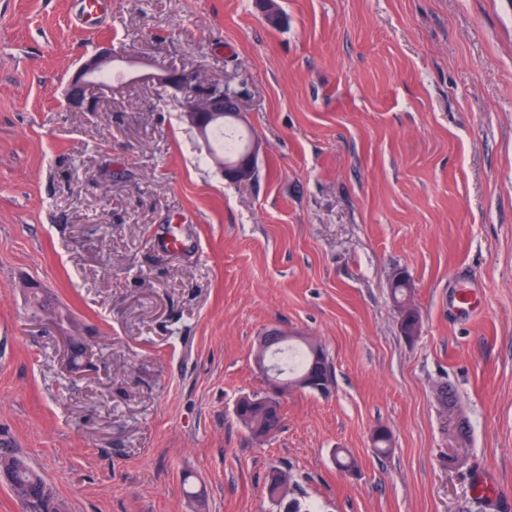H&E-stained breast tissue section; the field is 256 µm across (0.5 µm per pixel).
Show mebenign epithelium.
<instances>
[{
  "instance_id": "benign-epithelium-1",
  "label": "benign epithelium",
  "mask_w": 512,
  "mask_h": 512,
  "mask_svg": "<svg viewBox=\"0 0 512 512\" xmlns=\"http://www.w3.org/2000/svg\"><path fill=\"white\" fill-rule=\"evenodd\" d=\"M117 57L116 50L104 48L87 59L70 80L65 101L67 105L75 109L90 110L92 100L89 90L96 89L104 93L110 86L100 83L99 78L109 70L112 61ZM152 79L159 85H167L182 90H187L190 95L185 103L184 116L188 123L194 127L201 137H206L209 128L216 122L230 117L235 121H244V114L238 104L235 95L230 92L224 84L210 82L206 85L201 83L197 72L193 69L162 70V73L155 74ZM261 149L258 139H253L247 150L244 151L233 162L219 160L222 166L224 177L235 182L248 180ZM288 341V335L283 331L272 328L259 337L255 350V364L258 370L268 377L269 386L265 398L275 401L282 397L288 390L283 383L270 376V365L268 354ZM313 360L309 370L301 376L295 384L297 389H313L321 394L331 391L332 384L324 377L323 367L325 362L320 355L322 347L314 344Z\"/></svg>"
}]
</instances>
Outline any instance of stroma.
I'll use <instances>...</instances> for the list:
<instances>
[{"mask_svg":"<svg viewBox=\"0 0 512 512\" xmlns=\"http://www.w3.org/2000/svg\"><path fill=\"white\" fill-rule=\"evenodd\" d=\"M77 2L0 0V448L68 512H276L273 467L314 512H492L480 470L512 500V0H279L277 29L256 0H110L92 34ZM105 43L122 79L69 108ZM166 67L237 92L254 179L158 101ZM273 327L334 383L259 441L234 406Z\"/></svg>","mask_w":512,"mask_h":512,"instance_id":"1","label":"stroma"}]
</instances>
